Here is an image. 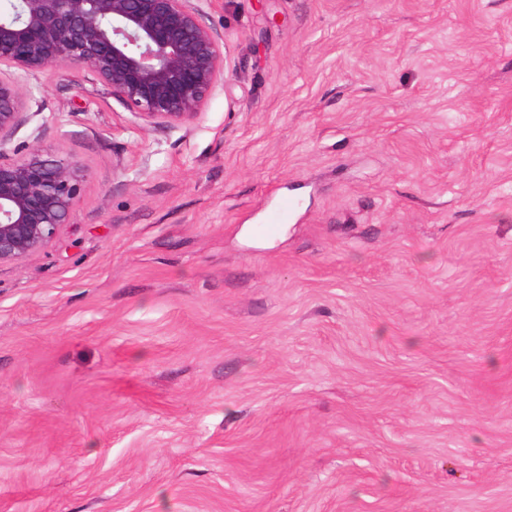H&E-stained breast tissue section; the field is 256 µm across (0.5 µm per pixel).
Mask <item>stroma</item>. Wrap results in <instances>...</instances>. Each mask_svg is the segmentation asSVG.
<instances>
[{
	"label": "stroma",
	"mask_w": 512,
	"mask_h": 512,
	"mask_svg": "<svg viewBox=\"0 0 512 512\" xmlns=\"http://www.w3.org/2000/svg\"><path fill=\"white\" fill-rule=\"evenodd\" d=\"M200 7L190 124L27 79L85 177L0 266V512H512V0Z\"/></svg>",
	"instance_id": "stroma-1"
}]
</instances>
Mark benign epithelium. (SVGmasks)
Listing matches in <instances>:
<instances>
[{
	"instance_id": "1",
	"label": "benign epithelium",
	"mask_w": 512,
	"mask_h": 512,
	"mask_svg": "<svg viewBox=\"0 0 512 512\" xmlns=\"http://www.w3.org/2000/svg\"><path fill=\"white\" fill-rule=\"evenodd\" d=\"M200 15L191 0H16L0 13V265L57 238L84 178L36 142L9 157L6 134L32 97L24 77L77 66L141 123H190L224 81L223 47Z\"/></svg>"
}]
</instances>
